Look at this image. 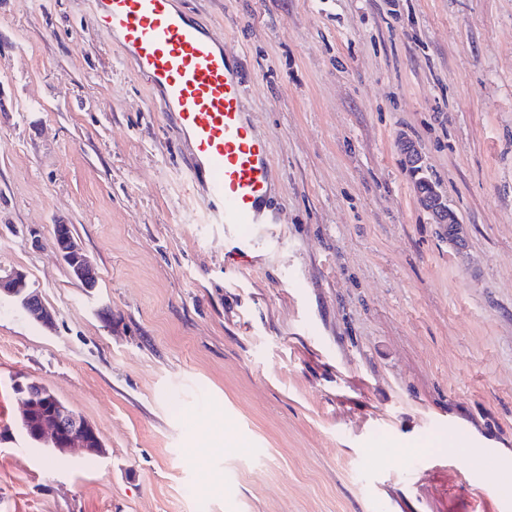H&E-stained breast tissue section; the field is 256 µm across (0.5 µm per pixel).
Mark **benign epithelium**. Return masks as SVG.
<instances>
[{
	"instance_id": "benign-epithelium-1",
	"label": "benign epithelium",
	"mask_w": 512,
	"mask_h": 512,
	"mask_svg": "<svg viewBox=\"0 0 512 512\" xmlns=\"http://www.w3.org/2000/svg\"><path fill=\"white\" fill-rule=\"evenodd\" d=\"M400 153L403 164L417 175L415 187L418 204L429 213L433 223L448 226L449 238L457 239L461 226L457 213L448 206V200L436 187L426 189L418 179V176L424 173V160L419 147L414 141L403 138L400 141ZM54 230L56 256L83 287L95 288L98 283L97 273L89 256L76 238L72 226L62 220L54 224ZM2 295L14 298L37 322L45 326L53 323V311L43 302L36 290L28 287L27 275L24 272L0 268V296ZM40 398L51 406L53 418L50 422L36 428L39 441L59 451L77 449L88 454L105 453L95 428L87 420L71 412L48 388L41 391Z\"/></svg>"
}]
</instances>
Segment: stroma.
Instances as JSON below:
<instances>
[{
    "mask_svg": "<svg viewBox=\"0 0 512 512\" xmlns=\"http://www.w3.org/2000/svg\"><path fill=\"white\" fill-rule=\"evenodd\" d=\"M178 5L239 64L275 223H208L89 0H0V268L55 313L0 299V512H512V0ZM29 379L105 454L30 442ZM400 153L403 164L416 176L415 187L418 204L429 213L433 223L444 226L448 224V236L452 240H456L457 231L461 226L457 213L448 206V200L435 186L429 187V190H427L418 178L419 175L424 173V160L419 147L414 141L402 138ZM56 256L66 265L71 276L78 280L84 288H96L98 276L95 268L76 238L71 224L58 221L54 224ZM2 295L14 298L37 322L45 326L53 323V311L43 302L36 290L28 288L27 275L23 271L0 268V297Z\"/></svg>",
    "mask_w": 512,
    "mask_h": 512,
    "instance_id": "35a3bbf8",
    "label": "stroma"
}]
</instances>
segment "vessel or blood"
<instances>
[{
  "instance_id": "1",
  "label": "vessel or blood",
  "mask_w": 512,
  "mask_h": 512,
  "mask_svg": "<svg viewBox=\"0 0 512 512\" xmlns=\"http://www.w3.org/2000/svg\"><path fill=\"white\" fill-rule=\"evenodd\" d=\"M115 49L146 78L162 110L187 138L191 182L203 183L213 224H270L274 159L244 110L236 60L177 0H93Z\"/></svg>"
}]
</instances>
